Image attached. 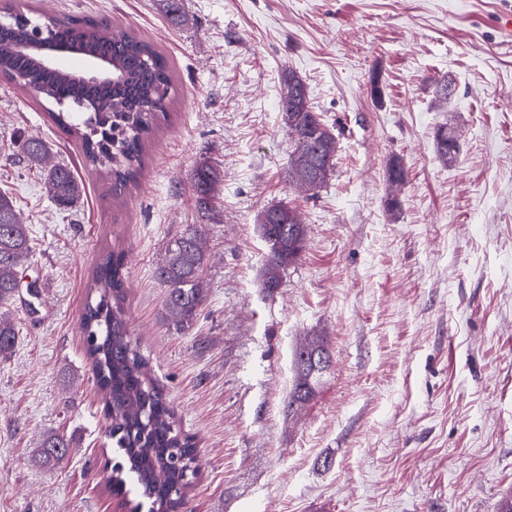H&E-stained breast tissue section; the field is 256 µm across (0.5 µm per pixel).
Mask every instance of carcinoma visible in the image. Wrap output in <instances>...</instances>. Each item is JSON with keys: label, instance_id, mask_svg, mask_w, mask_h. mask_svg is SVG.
I'll return each mask as SVG.
<instances>
[{"label": "carcinoma", "instance_id": "1", "mask_svg": "<svg viewBox=\"0 0 512 512\" xmlns=\"http://www.w3.org/2000/svg\"><path fill=\"white\" fill-rule=\"evenodd\" d=\"M34 29L50 35L78 54L108 53L123 69L126 78L111 87L85 84L74 76L41 66L32 56L15 51V44ZM108 26L66 18L44 23H20L10 17L0 22V76L26 88L43 90L46 102L62 100L94 104L92 121L80 122L69 112H53L51 118L79 141L85 166L95 168L108 161L106 177L125 185L134 180L142 165L146 142L159 117L169 106L171 70L167 58L154 44L122 30L111 31L106 45L98 37ZM283 120L294 147V165L314 175L316 191L328 182L335 167L338 139L310 103L305 82L294 72L283 74L280 99ZM19 156L29 166L43 169L50 199L70 206L80 199L83 183L64 163L46 165L51 153L47 141L23 136ZM436 153L444 162L459 154L456 135L440 129ZM222 181L220 170L208 161L192 172L195 208L205 216L213 211ZM261 237L267 244L260 270V284L272 294L283 285L288 268L305 251L308 227L295 208L272 205L257 216ZM203 234L197 227L169 238L156 264L155 276L166 288L164 319L177 331L193 328L206 300L202 274L206 266ZM32 255L29 225L12 198L0 193V359L11 356L17 331L9 309L16 293L19 269ZM125 255L109 250L96 266L88 283L89 297L81 317L87 336L86 356L104 395V415L110 420L112 438L120 460L112 465V494L125 498L130 491L149 503L152 512H183L189 490L200 475L197 451L191 436L177 425L175 414L155 383L146 358L130 336L125 302ZM326 362L312 371L307 362L313 354ZM294 376L288 391V407L304 405L316 395L320 378L331 366L324 342L311 338L293 351ZM73 445L70 436L48 435L37 450L38 461L52 466L67 456Z\"/></svg>", "mask_w": 512, "mask_h": 512}]
</instances>
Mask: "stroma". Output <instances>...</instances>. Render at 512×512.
Here are the masks:
<instances>
[{"label":"stroma","mask_w":512,"mask_h":512,"mask_svg":"<svg viewBox=\"0 0 512 512\" xmlns=\"http://www.w3.org/2000/svg\"><path fill=\"white\" fill-rule=\"evenodd\" d=\"M184 11L176 24L164 0H0V13L129 30L168 58L173 85L140 173L116 188L84 167L49 104L0 78V190L33 238L17 344L0 362V512H113L119 451L80 326L108 248L127 256L131 336L197 445L187 512H497L512 496V0H184ZM288 70L338 137L313 198L284 179ZM443 127L460 143L448 164ZM23 134L82 180L74 209L19 163ZM203 160L223 174L210 219L191 185ZM281 202L308 243L270 295L257 216ZM195 225L207 296L179 332L162 320L155 267ZM315 335L333 362L292 409V352ZM60 429L73 448L40 465L37 446ZM436 153L440 160L448 163L459 154L458 138L452 131L441 128L436 135Z\"/></svg>","instance_id":"35a3bbf8"}]
</instances>
